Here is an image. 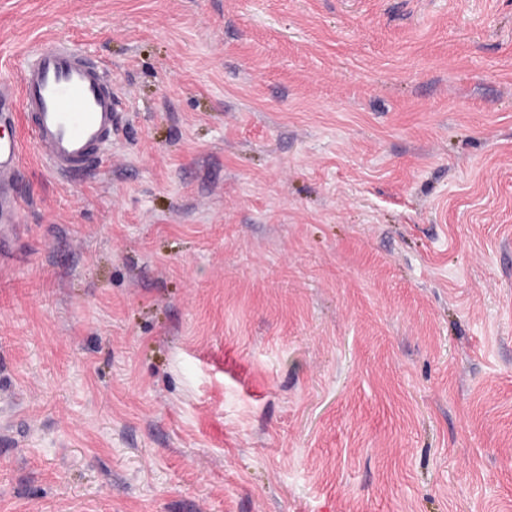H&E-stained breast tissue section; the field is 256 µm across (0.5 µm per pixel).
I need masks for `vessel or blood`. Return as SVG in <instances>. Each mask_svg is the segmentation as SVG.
I'll return each mask as SVG.
<instances>
[{
    "mask_svg": "<svg viewBox=\"0 0 512 512\" xmlns=\"http://www.w3.org/2000/svg\"><path fill=\"white\" fill-rule=\"evenodd\" d=\"M20 95L37 151L58 174L95 160L117 130V101L106 87L103 66L70 45L39 49L23 70ZM11 123L0 116V251L16 234L22 211L11 195L20 162Z\"/></svg>",
    "mask_w": 512,
    "mask_h": 512,
    "instance_id": "vessel-or-blood-1",
    "label": "vessel or blood"
}]
</instances>
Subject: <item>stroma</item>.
I'll return each mask as SVG.
<instances>
[{
  "instance_id": "obj_1",
  "label": "stroma",
  "mask_w": 512,
  "mask_h": 512,
  "mask_svg": "<svg viewBox=\"0 0 512 512\" xmlns=\"http://www.w3.org/2000/svg\"><path fill=\"white\" fill-rule=\"evenodd\" d=\"M58 41L118 133L16 126L0 512H512V0H0Z\"/></svg>"
}]
</instances>
